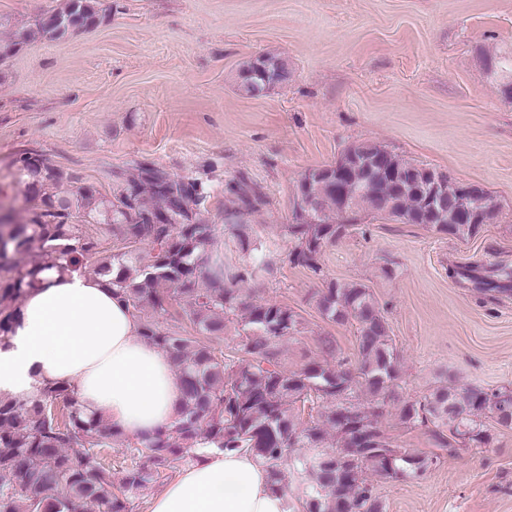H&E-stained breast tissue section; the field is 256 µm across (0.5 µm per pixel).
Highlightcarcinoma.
<instances>
[{
	"label": "carcinoma",
	"mask_w": 512,
	"mask_h": 512,
	"mask_svg": "<svg viewBox=\"0 0 512 512\" xmlns=\"http://www.w3.org/2000/svg\"><path fill=\"white\" fill-rule=\"evenodd\" d=\"M97 0H63L35 20L25 39H59L93 27ZM283 59L259 56L244 65L238 87L256 96L264 86L288 82ZM410 170L426 181V168L374 142L355 143L336 162L308 169L314 197L312 223L293 209L288 261L321 271L325 249L364 215L421 224L452 237L475 236L498 215L489 193L468 201L474 223L444 224L426 209L417 189L402 188L380 173L378 163ZM32 203L26 217L0 234V345L19 324L25 297L48 269L112 277L141 321V336L167 353L182 385L181 416L174 428L146 438H123L112 424L81 416L69 385L48 386L39 399H0V512H132V495L159 479H173L197 459V451H246L288 495V512H387L375 482L424 477L434 459L399 448L381 419L396 411L407 429L431 427L436 446L461 443L485 448L492 426L512 428V388L459 387L443 379L415 396L398 392L400 358L385 307L367 286L331 280L317 291L319 314L355 327V357L285 362L286 338L303 319L287 305L257 302L242 287L248 264L224 253L218 225L200 209L203 188L147 162L137 178L113 196L26 150L15 160ZM118 244L102 256L99 229ZM224 230L242 253L251 251L250 225L241 211H224ZM151 246L142 258L139 245ZM37 257L31 265L20 258ZM448 277L482 292L512 290L506 266L477 273V266L448 267ZM180 306L186 323L162 328L156 316ZM233 325L227 338L224 330ZM126 443L130 464L114 472L103 461L112 442Z\"/></svg>",
	"instance_id": "obj_1"
}]
</instances>
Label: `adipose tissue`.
<instances>
[{
	"mask_svg": "<svg viewBox=\"0 0 512 512\" xmlns=\"http://www.w3.org/2000/svg\"><path fill=\"white\" fill-rule=\"evenodd\" d=\"M29 293L7 348L0 349V397L33 401L70 385L84 417L107 419L125 436L170 429L182 389L168 355L141 335L106 276L48 271ZM150 512H285L253 456L203 452L150 502Z\"/></svg>",
	"mask_w": 512,
	"mask_h": 512,
	"instance_id": "obj_1",
	"label": "adipose tissue"
}]
</instances>
